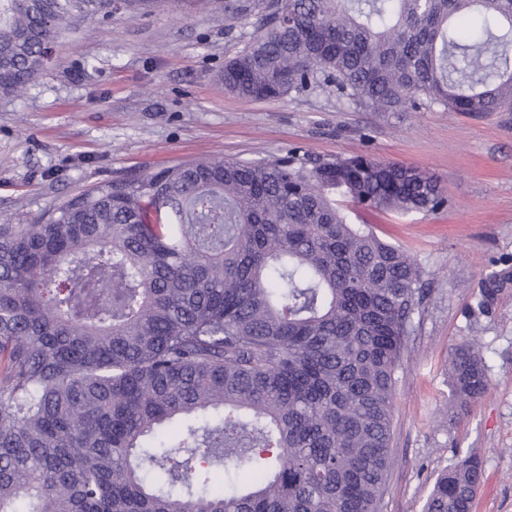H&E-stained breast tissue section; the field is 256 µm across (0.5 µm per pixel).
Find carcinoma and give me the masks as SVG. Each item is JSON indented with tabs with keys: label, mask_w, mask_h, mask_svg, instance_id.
Returning <instances> with one entry per match:
<instances>
[{
	"label": "carcinoma",
	"mask_w": 512,
	"mask_h": 512,
	"mask_svg": "<svg viewBox=\"0 0 512 512\" xmlns=\"http://www.w3.org/2000/svg\"><path fill=\"white\" fill-rule=\"evenodd\" d=\"M153 0H0V98L77 20ZM477 14L468 36L450 27ZM224 64L239 98L329 91L374 112L512 107V0H267ZM448 206L425 172L358 155L205 157L0 216V512H379L397 372L424 270L353 224ZM478 308L512 286L481 275ZM489 388L457 345L448 404ZM225 464L224 486L212 478ZM260 476L228 474L242 465ZM475 455L424 512H472Z\"/></svg>",
	"instance_id": "carcinoma-1"
}]
</instances>
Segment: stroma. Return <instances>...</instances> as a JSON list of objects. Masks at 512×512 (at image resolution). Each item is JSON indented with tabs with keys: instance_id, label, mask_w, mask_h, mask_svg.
<instances>
[{
	"instance_id": "stroma-1",
	"label": "stroma",
	"mask_w": 512,
	"mask_h": 512,
	"mask_svg": "<svg viewBox=\"0 0 512 512\" xmlns=\"http://www.w3.org/2000/svg\"><path fill=\"white\" fill-rule=\"evenodd\" d=\"M253 33L214 0H157L142 16L75 24L24 93L0 99V213L26 224L104 181L292 147L433 174L446 209L368 217L379 236L417 256L427 283L398 372L382 512H423L437 474L469 452L484 461L473 512H512V288L492 311L477 309L481 274L512 262V111L373 112L322 92L242 100L224 90V63ZM473 336L490 387L453 418L448 357Z\"/></svg>"
}]
</instances>
